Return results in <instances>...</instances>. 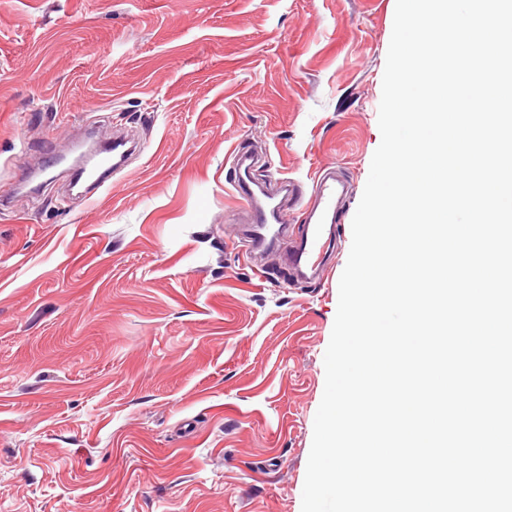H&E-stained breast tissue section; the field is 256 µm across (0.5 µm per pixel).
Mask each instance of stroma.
I'll use <instances>...</instances> for the list:
<instances>
[{"mask_svg": "<svg viewBox=\"0 0 512 512\" xmlns=\"http://www.w3.org/2000/svg\"><path fill=\"white\" fill-rule=\"evenodd\" d=\"M396 0H0V512H301L351 237L315 284L248 221L231 150L351 225ZM142 145L66 205L22 165L87 113Z\"/></svg>", "mask_w": 512, "mask_h": 512, "instance_id": "35a3bbf8", "label": "stroma"}]
</instances>
